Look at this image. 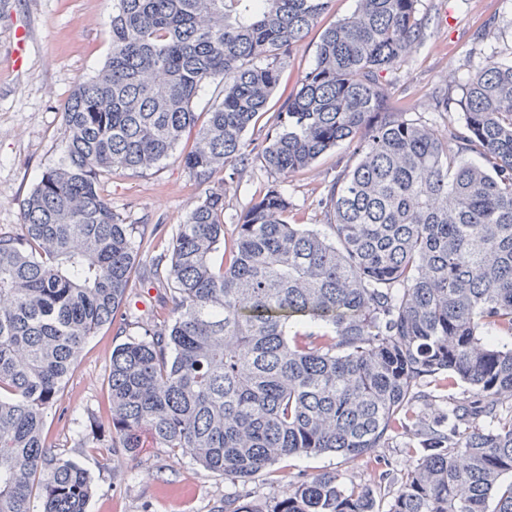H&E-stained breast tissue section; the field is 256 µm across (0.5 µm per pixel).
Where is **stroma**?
<instances>
[{
	"label": "stroma",
	"mask_w": 512,
	"mask_h": 512,
	"mask_svg": "<svg viewBox=\"0 0 512 512\" xmlns=\"http://www.w3.org/2000/svg\"><path fill=\"white\" fill-rule=\"evenodd\" d=\"M112 5V0H0L1 230L18 228L22 200L44 171L63 158L67 131L61 112L75 86L101 69L111 51ZM356 7L357 0H332L318 25L293 47L282 65L274 106H281L315 65L323 29L348 18ZM419 16L426 28L423 45L400 68L386 73L384 83L391 107L441 130L460 112L462 83L489 61L512 56V0H419ZM21 39L26 42L22 48L17 45ZM441 101L447 102V111H438ZM351 155V147L341 144L289 178L290 222L323 229L325 211L318 202ZM269 180L252 159L235 164L231 178L214 177L209 187L223 190L229 218L242 213ZM101 189L124 223L147 234L156 224L175 232L204 188L171 158L143 174L113 173L102 180ZM137 293L128 314L132 336L138 323L166 318L171 310L169 290L159 281L148 280ZM120 342L111 329L89 339L66 389L71 419L47 425L50 442L92 477L95 492L88 512H216L228 495L264 505L282 497L289 482L322 472L375 487L378 512H388L397 478L418 463L417 456L402 449H384L393 472L380 483L370 464L332 453L285 457L258 477L236 481L204 471L191 458H172L164 448L107 460L77 447L72 429L91 418L107 425L106 376L112 349Z\"/></svg>",
	"instance_id": "stroma-1"
}]
</instances>
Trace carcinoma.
I'll list each match as a JSON object with an SVG mask.
<instances>
[{"mask_svg": "<svg viewBox=\"0 0 512 512\" xmlns=\"http://www.w3.org/2000/svg\"><path fill=\"white\" fill-rule=\"evenodd\" d=\"M113 2L111 53L64 105V159L0 231V512H87L92 479L45 428L69 414L90 336L126 331L135 271L159 246L171 318L112 349L109 429L78 431L77 447L148 444L231 480L336 453L382 483L377 449L400 438L422 456L388 512H512V60L469 77L445 131L408 120L382 74L425 39L418 0H358L271 112L285 56L331 0ZM216 77L200 123L192 101ZM345 142L352 160L319 202L327 231L288 222L283 184ZM174 156L200 184L249 156L271 177L218 265L223 193L152 242L101 192L103 176ZM432 387L446 407L429 418L416 403ZM265 512L378 510L372 488L323 472Z\"/></svg>", "mask_w": 512, "mask_h": 512, "instance_id": "1", "label": "carcinoma"}]
</instances>
